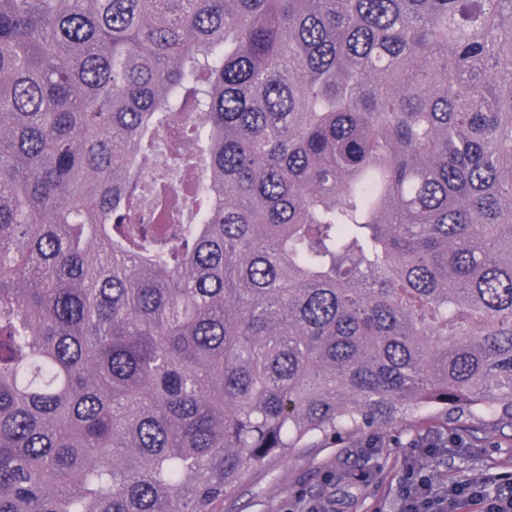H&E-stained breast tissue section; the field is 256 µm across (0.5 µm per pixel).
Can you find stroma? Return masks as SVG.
<instances>
[{"label": "stroma", "instance_id": "35a3bbf8", "mask_svg": "<svg viewBox=\"0 0 512 512\" xmlns=\"http://www.w3.org/2000/svg\"><path fill=\"white\" fill-rule=\"evenodd\" d=\"M439 487H512V429L490 415L445 421L423 411L389 427L327 439L261 469L224 512H403L407 469Z\"/></svg>", "mask_w": 512, "mask_h": 512}]
</instances>
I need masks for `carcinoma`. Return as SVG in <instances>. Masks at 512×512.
Listing matches in <instances>:
<instances>
[{
    "instance_id": "cac0c4a2",
    "label": "carcinoma",
    "mask_w": 512,
    "mask_h": 512,
    "mask_svg": "<svg viewBox=\"0 0 512 512\" xmlns=\"http://www.w3.org/2000/svg\"><path fill=\"white\" fill-rule=\"evenodd\" d=\"M427 409L512 428V0H0V512Z\"/></svg>"
}]
</instances>
